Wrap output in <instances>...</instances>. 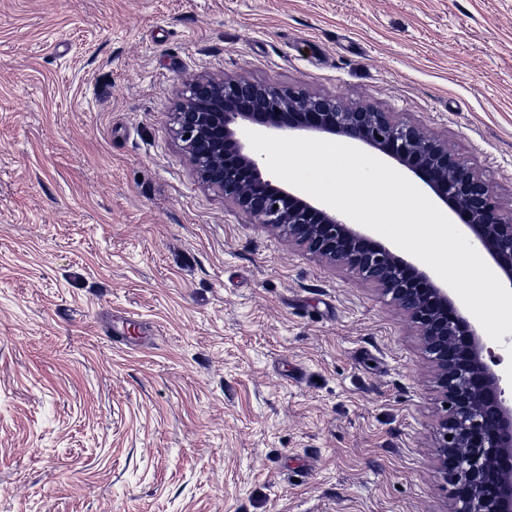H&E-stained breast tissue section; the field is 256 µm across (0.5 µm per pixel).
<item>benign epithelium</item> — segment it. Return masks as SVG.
<instances>
[{
	"label": "benign epithelium",
	"mask_w": 512,
	"mask_h": 512,
	"mask_svg": "<svg viewBox=\"0 0 512 512\" xmlns=\"http://www.w3.org/2000/svg\"><path fill=\"white\" fill-rule=\"evenodd\" d=\"M174 132L203 186L252 223L279 230L314 257L369 282L417 324L444 408L435 438L451 512H512V406L483 357L474 326L430 273L407 261L332 207L274 184L245 131H310L358 141L412 172L458 217L512 288V211L448 142L372 106L275 83L197 77L180 94Z\"/></svg>",
	"instance_id": "1"
}]
</instances>
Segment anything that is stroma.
<instances>
[{
	"label": "stroma",
	"instance_id": "35a3bbf8",
	"mask_svg": "<svg viewBox=\"0 0 512 512\" xmlns=\"http://www.w3.org/2000/svg\"><path fill=\"white\" fill-rule=\"evenodd\" d=\"M202 75L393 113L512 205V0H0V512H450L415 325L197 182Z\"/></svg>",
	"mask_w": 512,
	"mask_h": 512
}]
</instances>
